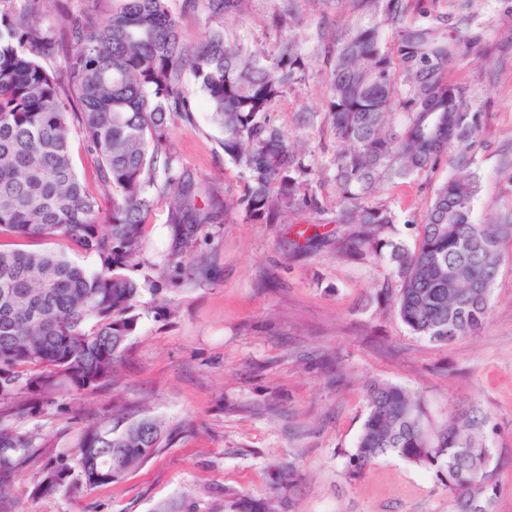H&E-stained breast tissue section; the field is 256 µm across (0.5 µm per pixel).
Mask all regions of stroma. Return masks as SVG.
Wrapping results in <instances>:
<instances>
[{"mask_svg": "<svg viewBox=\"0 0 512 512\" xmlns=\"http://www.w3.org/2000/svg\"><path fill=\"white\" fill-rule=\"evenodd\" d=\"M496 63L478 55L448 72L462 87L479 124L467 148L479 181L473 213L484 223L512 210V13L501 0H468ZM279 0H244L225 17L226 32L273 54L281 37L267 27ZM302 25L294 35L313 55L318 28L351 23L336 0H295ZM184 86L190 117L173 115L169 137L195 186L196 203L210 207V191L235 198L239 169L224 155V132L192 73ZM322 64L273 106L271 122L289 142L321 164L335 146ZM449 148L429 173L384 184L373 203L389 205L399 220L389 239L414 247L436 189L456 167ZM325 210L291 215L279 224L245 220L228 211L223 223L196 231L207 279L187 281L168 267L173 236L165 200L155 198L145 225L147 281L136 308L138 326L113 383L94 393L62 394L42 411L15 419L44 446L15 476L0 484L13 512H153L162 502L221 512L225 489L265 496L271 470L292 464L302 475L295 512H451L448 490L433 474L395 455L380 458L357 478L346 471L368 411L372 382H389L421 398L430 419L463 411L487 416L488 469L499 493L496 512H512V243L503 251L492 287L489 318L479 334L438 344L412 333L386 296L398 282L392 266L371 257H339L344 229L335 224V190L314 178ZM346 378L336 383V370ZM130 418L162 419L168 437L141 468L90 489L63 485L43 492L49 467L74 465L83 429L103 419L113 401Z\"/></svg>", "mask_w": 512, "mask_h": 512, "instance_id": "35a3bbf8", "label": "stroma"}]
</instances>
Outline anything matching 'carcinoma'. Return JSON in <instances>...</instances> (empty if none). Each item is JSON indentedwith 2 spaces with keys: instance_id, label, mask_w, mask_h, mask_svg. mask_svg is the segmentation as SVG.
Listing matches in <instances>:
<instances>
[{
  "instance_id": "carcinoma-1",
  "label": "carcinoma",
  "mask_w": 512,
  "mask_h": 512,
  "mask_svg": "<svg viewBox=\"0 0 512 512\" xmlns=\"http://www.w3.org/2000/svg\"><path fill=\"white\" fill-rule=\"evenodd\" d=\"M120 2L102 17L69 14L58 30L37 23L50 0H0V236L60 237L98 261L87 271L55 251L0 247V484L42 447L38 434L18 431L9 418L30 414L36 400L51 403L61 386L92 393L114 380L138 323L144 283L132 271L144 263L150 194L167 203L179 245L168 258L175 268L192 254L198 226L218 218L196 206L169 147V117L193 112L185 70L224 129V155L244 176L224 209L267 223L286 211H325L313 190L312 162L292 150L269 117L310 67L298 41L287 36L276 54H258L224 33V17L238 13L243 0H186L208 20L203 40L191 48L168 0ZM435 2L336 0L355 22L334 45L319 29L316 58L325 65L336 139L323 165L336 190L335 223L358 227L341 253L362 261L391 247L400 318L413 333L450 344L477 335L487 322L512 221H474L478 185L463 156L459 173L436 189L413 249L385 239L398 221L394 210L364 204L379 185L432 170L448 146L464 150L479 133L448 69L476 49L490 59L492 48L466 9L450 17ZM298 22L290 0H281L275 29ZM59 57L53 71L42 64ZM75 124L97 159L101 190L112 195L104 217L73 166ZM110 419L114 426L91 425L76 444L87 487L121 479L161 447L157 419L129 423L118 401ZM485 423L466 416L433 429L421 400L376 382L347 473L360 476L394 454L432 471L448 488L453 512H494ZM299 483L294 467H277L271 496L226 489L224 512H293Z\"/></svg>"
}]
</instances>
